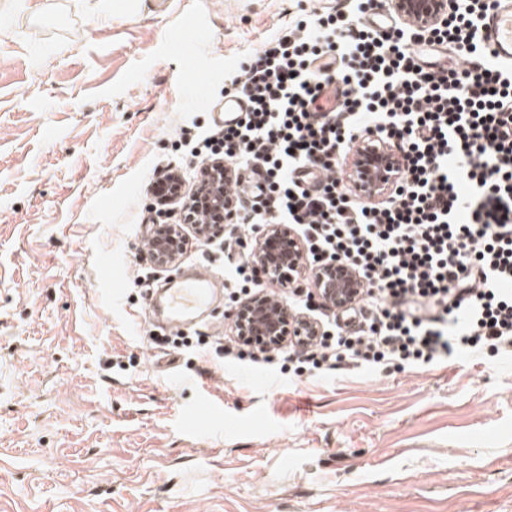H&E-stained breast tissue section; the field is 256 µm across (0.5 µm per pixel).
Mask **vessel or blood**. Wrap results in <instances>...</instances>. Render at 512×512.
Returning a JSON list of instances; mask_svg holds the SVG:
<instances>
[{"label":"vessel or blood","mask_w":512,"mask_h":512,"mask_svg":"<svg viewBox=\"0 0 512 512\" xmlns=\"http://www.w3.org/2000/svg\"><path fill=\"white\" fill-rule=\"evenodd\" d=\"M482 37L499 59L512 62V0L483 21ZM244 106L243 99L224 98L209 101L208 109L216 124L235 118ZM224 282L219 274L198 265L185 267L176 279H168L152 290L146 312L151 325L170 333L205 324L213 305L223 298Z\"/></svg>","instance_id":"b4317fda"}]
</instances>
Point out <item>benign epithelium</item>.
Returning <instances> with one entry per match:
<instances>
[{
    "mask_svg": "<svg viewBox=\"0 0 512 512\" xmlns=\"http://www.w3.org/2000/svg\"><path fill=\"white\" fill-rule=\"evenodd\" d=\"M394 7L414 26H432L444 22L448 14V0H394ZM233 168L222 160L209 164L207 184L208 209L216 223L193 224L191 231L205 241L221 224L234 217L233 201L227 196L210 193L218 183L233 180ZM156 242L155 258L165 268L176 267L181 260L187 233L179 224H156L153 227ZM304 243L290 224H266L251 249L253 266L265 275V280L281 288L294 285L295 274L303 273ZM314 296L329 306L345 308L352 305L365 291L364 281L351 269L335 262L313 269ZM234 330L240 342L251 347L277 349L288 341L309 344L323 333L321 322L294 315L288 307L272 303L265 294L254 295L238 303L231 314Z\"/></svg>",
    "mask_w": 512,
    "mask_h": 512,
    "instance_id": "1",
    "label": "benign epithelium"
}]
</instances>
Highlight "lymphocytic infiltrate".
Returning a JSON list of instances; mask_svg holds the SVG:
<instances>
[{
	"mask_svg": "<svg viewBox=\"0 0 512 512\" xmlns=\"http://www.w3.org/2000/svg\"><path fill=\"white\" fill-rule=\"evenodd\" d=\"M496 0H465L444 23L366 24L384 0L300 10L224 76L247 109L224 126L182 127L184 158L155 169L162 197L173 172L196 185L210 161L252 179L233 194L241 250L235 272L261 286L247 256L257 229L290 224L313 268L336 261L364 281L334 334L288 345L317 376L345 368L432 365L455 354L512 357V63L479 36ZM336 104L327 107L328 87ZM395 147L398 176L370 202L345 182L357 142Z\"/></svg>",
	"mask_w": 512,
	"mask_h": 512,
	"instance_id": "f902f5d3",
	"label": "lymphocytic infiltrate"
}]
</instances>
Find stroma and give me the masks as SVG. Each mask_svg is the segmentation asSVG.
<instances>
[{
  "instance_id": "stroma-1",
  "label": "stroma",
  "mask_w": 512,
  "mask_h": 512,
  "mask_svg": "<svg viewBox=\"0 0 512 512\" xmlns=\"http://www.w3.org/2000/svg\"><path fill=\"white\" fill-rule=\"evenodd\" d=\"M0 0V512H512V360L326 381L154 346L147 179L298 0Z\"/></svg>"
}]
</instances>
